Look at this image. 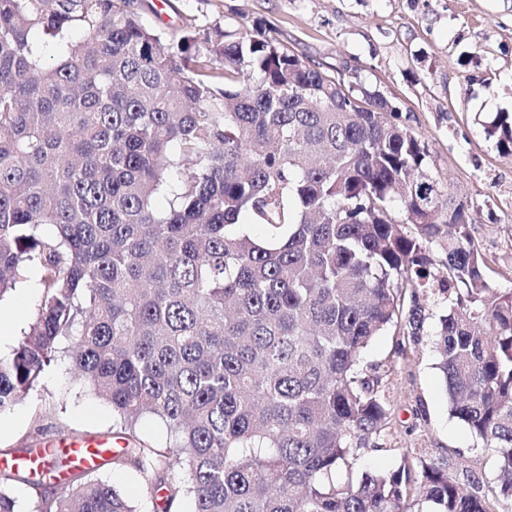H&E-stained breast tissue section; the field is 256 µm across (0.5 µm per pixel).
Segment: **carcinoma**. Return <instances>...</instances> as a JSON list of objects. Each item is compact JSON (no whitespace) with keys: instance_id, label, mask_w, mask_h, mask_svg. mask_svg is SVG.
Segmentation results:
<instances>
[{"instance_id":"cac0c4a2","label":"carcinoma","mask_w":512,"mask_h":512,"mask_svg":"<svg viewBox=\"0 0 512 512\" xmlns=\"http://www.w3.org/2000/svg\"><path fill=\"white\" fill-rule=\"evenodd\" d=\"M146 0H0V303L27 274L0 413L73 336L165 512H498L512 503V292L383 95L282 50L262 21L172 36ZM254 84L239 87L246 73ZM487 133L512 155V114ZM404 220H396L394 202ZM444 258L436 260L433 247ZM442 309L425 331L426 309ZM433 337L450 410L497 452L490 499L391 433L376 337ZM144 415L173 441L137 436ZM0 471V512H18ZM32 512H138L73 471Z\"/></svg>"}]
</instances>
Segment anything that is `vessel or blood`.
I'll return each instance as SVG.
<instances>
[{"mask_svg": "<svg viewBox=\"0 0 512 512\" xmlns=\"http://www.w3.org/2000/svg\"><path fill=\"white\" fill-rule=\"evenodd\" d=\"M112 453L111 444L102 438L87 437L79 441L62 438L33 453L8 461L2 459L0 467L12 466L47 480L58 481L65 478L66 473L55 468L57 456H65L72 468L92 469L110 458Z\"/></svg>", "mask_w": 512, "mask_h": 512, "instance_id": "obj_1", "label": "vessel or blood"}]
</instances>
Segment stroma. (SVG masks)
Wrapping results in <instances>:
<instances>
[{"label": "stroma", "mask_w": 512, "mask_h": 512, "mask_svg": "<svg viewBox=\"0 0 512 512\" xmlns=\"http://www.w3.org/2000/svg\"><path fill=\"white\" fill-rule=\"evenodd\" d=\"M147 26L168 33L185 27L234 29L260 19L284 48L308 57L345 85L382 93L427 152V171L446 196L467 205L486 276L500 292L512 291V156L499 153L485 127L512 113V0H151ZM36 294L15 291L0 303L12 318L10 356L22 342ZM63 338L39 386L0 413V455L27 454L73 434L113 437L110 403L70 368ZM403 353H396V345ZM394 355L391 451H368L366 466L391 467L404 448L427 443L448 475L479 479L493 495L496 460L465 424L453 417L428 340L401 342L378 336L367 358Z\"/></svg>", "instance_id": "35a3bbf8"}]
</instances>
